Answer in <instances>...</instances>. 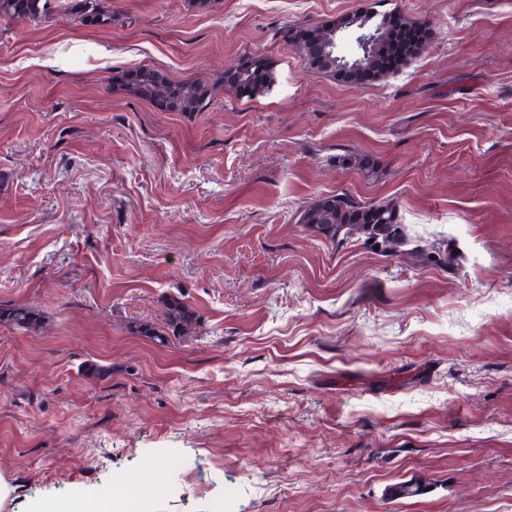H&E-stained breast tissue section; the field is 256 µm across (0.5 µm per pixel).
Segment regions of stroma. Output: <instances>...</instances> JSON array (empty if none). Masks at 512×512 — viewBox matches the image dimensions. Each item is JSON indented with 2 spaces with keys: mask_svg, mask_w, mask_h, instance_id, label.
Returning <instances> with one entry per match:
<instances>
[{
  "mask_svg": "<svg viewBox=\"0 0 512 512\" xmlns=\"http://www.w3.org/2000/svg\"><path fill=\"white\" fill-rule=\"evenodd\" d=\"M105 2L106 27L0 20V304L44 316L0 324L4 512L131 480L158 512H512V0H383L430 38L368 84L283 34L369 0ZM254 54L274 83L237 98ZM141 66L210 104L113 87ZM342 192L457 266L299 223ZM172 294L198 336L133 333ZM112 83L127 94L168 112H201L212 95L211 88L204 83L189 79L172 81L151 67L118 72L112 76ZM415 251H419V249H415ZM417 258L423 265L448 269V267L457 265L458 255L453 248L443 243L430 251H419ZM42 320L40 312L25 305H0V321L13 325L17 330H36Z\"/></svg>",
  "mask_w": 512,
  "mask_h": 512,
  "instance_id": "obj_1",
  "label": "stroma"
}]
</instances>
